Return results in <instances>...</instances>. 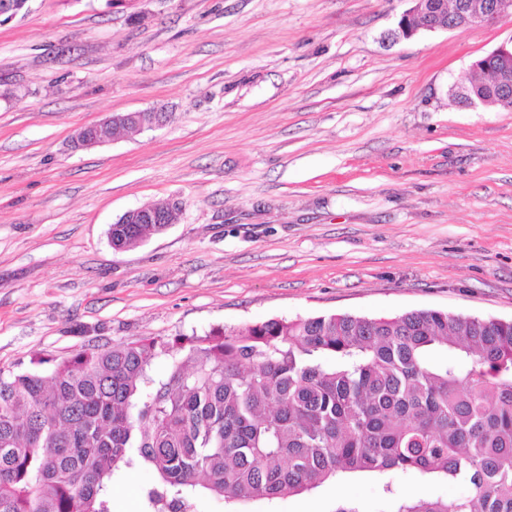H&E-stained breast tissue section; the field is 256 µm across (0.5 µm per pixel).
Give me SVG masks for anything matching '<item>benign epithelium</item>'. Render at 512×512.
<instances>
[{"instance_id": "benign-epithelium-1", "label": "benign epithelium", "mask_w": 512, "mask_h": 512, "mask_svg": "<svg viewBox=\"0 0 512 512\" xmlns=\"http://www.w3.org/2000/svg\"><path fill=\"white\" fill-rule=\"evenodd\" d=\"M415 5L406 11L397 25V35L410 39L419 30L445 28L463 32L474 26H489L512 17V0H413ZM473 69H494V84H470L454 91L460 102L471 107L487 105L491 100L506 101L512 96V45H502L473 62ZM166 122L165 112L153 108L109 117L78 128L72 141L77 147H92L112 141L114 129L133 124L140 129L154 128Z\"/></svg>"}]
</instances>
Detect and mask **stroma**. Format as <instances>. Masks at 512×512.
<instances>
[{"mask_svg":"<svg viewBox=\"0 0 512 512\" xmlns=\"http://www.w3.org/2000/svg\"><path fill=\"white\" fill-rule=\"evenodd\" d=\"M411 0H27L0 17V369L88 344L413 309L512 320V110L451 96L512 18L395 36ZM159 107L160 128L72 131ZM181 204L139 246L108 231ZM150 474L115 477L144 512ZM388 512L358 474L198 512Z\"/></svg>","mask_w":512,"mask_h":512,"instance_id":"stroma-1","label":"stroma"}]
</instances>
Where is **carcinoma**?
<instances>
[{
	"label": "carcinoma",
	"mask_w": 512,
	"mask_h": 512,
	"mask_svg": "<svg viewBox=\"0 0 512 512\" xmlns=\"http://www.w3.org/2000/svg\"><path fill=\"white\" fill-rule=\"evenodd\" d=\"M161 224H113L129 248ZM146 465V512H197L371 473L391 512H512V322L412 310L271 318L87 347L0 370V512H112ZM395 473L464 488L404 496Z\"/></svg>",
	"instance_id": "carcinoma-1"
}]
</instances>
